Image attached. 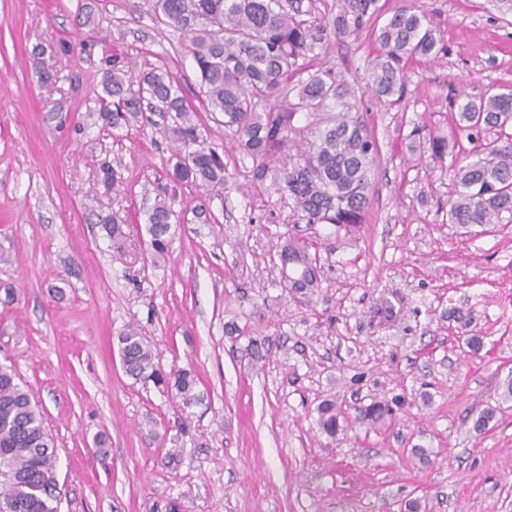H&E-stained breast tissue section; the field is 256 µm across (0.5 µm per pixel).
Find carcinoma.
<instances>
[{"label": "carcinoma", "instance_id": "1", "mask_svg": "<svg viewBox=\"0 0 512 512\" xmlns=\"http://www.w3.org/2000/svg\"><path fill=\"white\" fill-rule=\"evenodd\" d=\"M337 11L302 18V0H154L162 21L189 38L200 85L209 110L224 117L225 135L252 159L251 181L271 180L293 201L295 223L353 227L365 222L371 176L379 156L374 135L343 101L338 79L329 69L303 83L296 101H288L282 79L313 51L325 36L358 37L377 34L381 52L370 61V92L390 105L407 92L405 60L438 55L433 20L424 11L398 10L382 19L378 0H336ZM100 118L112 128L121 123L151 121L147 113L170 117L167 134L174 144L175 163L169 173L176 183L199 187L224 184V153L205 142L196 111L180 94L167 71L138 75L112 65L105 71ZM307 124H297L298 115ZM512 91L472 99L458 96L455 134L479 148L455 169V196L448 200V223L468 236L474 227L512 219ZM496 132L489 141L486 134ZM507 137V144L498 138ZM445 136L428 139L431 156L443 160L449 146ZM175 218L168 198L160 197L149 214L150 245L168 248L166 235ZM282 262L291 265L288 290L306 295L318 284L317 259L306 241L288 237L281 245ZM123 371L132 379H151L176 392L182 406L197 402L196 378L187 369L163 372L154 363L151 344L132 326L119 336ZM323 432L339 430L336 404L319 409ZM392 407L375 401L359 410L362 424L376 426L392 417ZM0 499L4 512H58L54 442L38 402L17 382L10 366L0 365Z\"/></svg>", "mask_w": 512, "mask_h": 512}]
</instances>
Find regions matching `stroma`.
I'll return each instance as SVG.
<instances>
[{"label": "stroma", "mask_w": 512, "mask_h": 512, "mask_svg": "<svg viewBox=\"0 0 512 512\" xmlns=\"http://www.w3.org/2000/svg\"><path fill=\"white\" fill-rule=\"evenodd\" d=\"M380 4L426 10L445 45L407 61L401 102L368 93L379 45L366 34L325 38L286 79L332 69L377 140L367 220L339 228L295 223L288 198L249 180L187 37L152 0H0V363L44 409L59 512H512V403L472 430L512 372V223L460 235L454 156L409 149L411 131L451 134L458 93L512 88V14L493 0ZM108 53L170 72L224 150L223 188L177 187L162 253L148 215L170 146L161 127L100 119ZM105 162L123 177L110 191ZM291 234L318 258L309 297L281 274ZM132 324L163 371L194 370L198 403L124 373ZM396 396L391 422L358 423ZM327 400L344 412L333 437L318 424Z\"/></svg>", "instance_id": "1"}]
</instances>
